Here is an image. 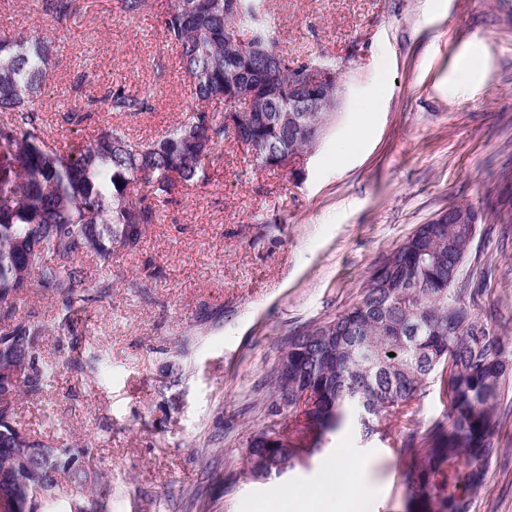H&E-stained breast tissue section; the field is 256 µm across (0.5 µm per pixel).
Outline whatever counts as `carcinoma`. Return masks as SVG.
Instances as JSON below:
<instances>
[{
	"label": "carcinoma",
	"instance_id": "cac0c4a2",
	"mask_svg": "<svg viewBox=\"0 0 512 512\" xmlns=\"http://www.w3.org/2000/svg\"><path fill=\"white\" fill-rule=\"evenodd\" d=\"M76 0H41L44 13L67 18ZM134 18L159 17L182 62L195 105L160 140H135L123 126L101 129L63 150L47 133L42 91L52 43L19 33L0 37V304L32 293L56 300L69 328L87 305L112 296L100 280L84 287L74 260L94 253L109 262L134 250L158 222L160 206L205 177L215 149L231 136L263 147L262 168L313 151L336 112L288 111V88L306 64L336 68L326 56L304 63L276 46L261 0H118ZM242 85L259 89L261 109L229 111ZM149 93L123 85L86 110L64 112L79 125L95 107L115 115L143 112ZM470 226L422 224L370 273L361 301L288 341V376L273 372L274 391L310 390L305 408L256 432L246 448L248 472L264 477L293 469L322 449L327 436L357 413L361 437L385 436L403 422L400 452L410 512H471L493 451L495 410L511 362L474 313L480 285L457 284ZM469 301H463V298ZM0 330V512H109L112 483L90 466L83 442L48 446L17 420L22 396L43 392L49 377L42 320ZM452 380L446 421L421 432L412 401L428 380ZM312 439L300 448L285 433Z\"/></svg>",
	"mask_w": 512,
	"mask_h": 512
}]
</instances>
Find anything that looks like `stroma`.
I'll return each instance as SVG.
<instances>
[{
  "mask_svg": "<svg viewBox=\"0 0 512 512\" xmlns=\"http://www.w3.org/2000/svg\"><path fill=\"white\" fill-rule=\"evenodd\" d=\"M0 33L52 41L42 110L59 147L118 122L54 123L77 105L71 88H149L147 114L120 120L134 138H160L193 99L160 18L126 16L117 0H77L58 21L40 0H13ZM279 49L333 57L343 103L302 174L261 168L227 139L203 181L165 205L137 249L105 263L78 258L110 299L52 330L55 366L17 419L53 445L87 442L112 483L110 512H258L280 488L317 486L340 448L355 449L374 481L364 512H406L400 431L362 441L353 423L307 465L269 479L249 476L245 449L268 424L272 372L288 339L359 302L367 276L416 228L457 202L483 219L461 275L483 282L479 320L512 359V0H264ZM483 57L478 80L456 59ZM373 95L375 112L358 104ZM364 143L343 154L356 123ZM94 359L92 370L65 359ZM177 365L178 383L168 378ZM495 451L473 512H512V387L499 401Z\"/></svg>",
  "mask_w": 512,
  "mask_h": 512,
  "instance_id": "stroma-1",
  "label": "stroma"
}]
</instances>
